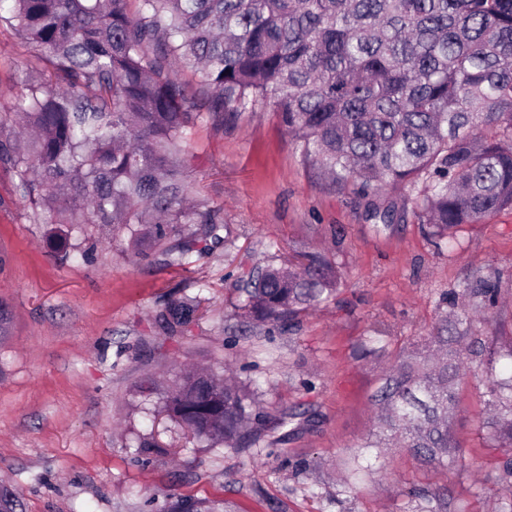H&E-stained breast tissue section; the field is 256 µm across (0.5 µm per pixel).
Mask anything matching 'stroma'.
Instances as JSON below:
<instances>
[{
  "label": "stroma",
  "instance_id": "1",
  "mask_svg": "<svg viewBox=\"0 0 512 512\" xmlns=\"http://www.w3.org/2000/svg\"><path fill=\"white\" fill-rule=\"evenodd\" d=\"M41 67L0 23V140L16 135L4 116L18 75ZM187 153L195 193L223 206L230 242L183 267L134 255L116 226L73 230V251H57L51 225L0 167V302L14 314L0 344V485L19 490L26 512H167L185 499L227 500L235 512H403L411 486L444 495L448 512H495L512 486L476 492L506 451L478 431L486 407L475 379L460 390L455 432L480 470L391 448L376 473L356 475L349 450L373 428L385 369L423 341L444 293L500 278L497 319L512 329V211L457 227L442 252L410 215L376 232L355 194L302 164L267 108L199 123ZM311 250L342 267L334 296L292 330L236 317L231 282L271 256ZM174 299L197 316L173 335L159 313ZM191 367L252 380L273 446L209 447L159 413L160 394L139 391ZM288 409L315 420L278 426ZM139 437L155 447L134 454Z\"/></svg>",
  "mask_w": 512,
  "mask_h": 512
}]
</instances>
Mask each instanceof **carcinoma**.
I'll use <instances>...</instances> for the list:
<instances>
[{
    "instance_id": "carcinoma-1",
    "label": "carcinoma",
    "mask_w": 512,
    "mask_h": 512,
    "mask_svg": "<svg viewBox=\"0 0 512 512\" xmlns=\"http://www.w3.org/2000/svg\"><path fill=\"white\" fill-rule=\"evenodd\" d=\"M18 36L46 68L19 80L10 120L27 139L0 141L22 196L46 224L123 225L129 245L183 266L223 240L224 208L189 200L185 144L215 115L270 108L302 161L356 186L370 219L392 224L403 201L439 241L462 224L512 210V0H0ZM192 70L197 86L178 76ZM342 274L325 257L253 269L234 282L240 316L293 324L334 295ZM446 297L428 334L373 395L374 428L356 445H397L446 468L462 458L452 425L462 379L481 372L482 429L512 449V335L484 352L474 317L493 325L500 285L482 277ZM197 307L170 300L160 318L183 331ZM242 381L189 372L166 391L163 412L193 437L261 448L265 423ZM404 512H444L415 487ZM0 512H23L0 486Z\"/></svg>"
}]
</instances>
